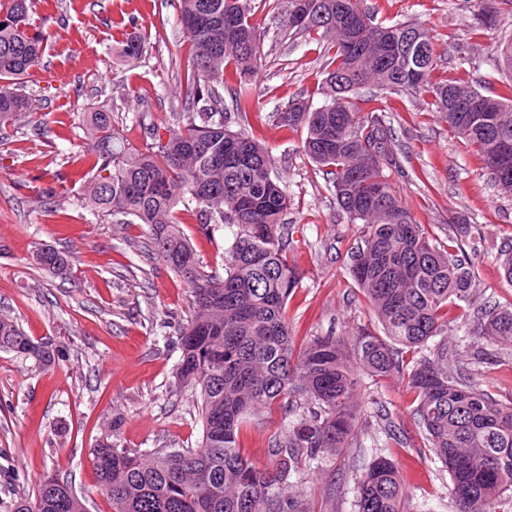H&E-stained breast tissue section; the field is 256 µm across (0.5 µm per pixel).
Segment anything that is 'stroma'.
I'll use <instances>...</instances> for the list:
<instances>
[{"instance_id":"35a3bbf8","label":"stroma","mask_w":512,"mask_h":512,"mask_svg":"<svg viewBox=\"0 0 512 512\" xmlns=\"http://www.w3.org/2000/svg\"><path fill=\"white\" fill-rule=\"evenodd\" d=\"M377 22L413 23L429 31L444 54L439 70L457 72L476 60L478 76L497 78L500 49L512 38V15L476 30L478 0H370ZM179 0H34L32 20L55 37L39 75L24 93L41 126L0 131V312L35 339L67 350L47 369L0 351V512L33 498L47 472L87 498L88 512H112L98 494L91 452L112 418L118 442L141 454L156 448H193L202 436L197 398L173 383L179 332L189 314L187 285L157 256L139 224H116L82 206L70 180L84 165L87 140L74 104L111 113L118 140L143 146L151 123L179 111L177 64L186 53ZM261 64L248 132L275 158L276 175L291 205L284 217L289 259L305 278L287 306L295 343L309 336H349L369 320L368 305L350 272L360 225L349 223L329 180L300 150L305 130L283 127L278 112L300 93L313 105L325 58L284 21L279 0H253ZM149 36L132 64L116 54L127 34ZM391 132L406 157L391 181L417 223L439 241L457 243L475 261L473 304H449L448 340H467L485 302L512 304V284L501 277L498 253L512 242V194L491 178L481 157L449 132L431 97L390 94ZM467 230L459 232L458 219ZM183 230L200 260L221 268L232 229L201 233L193 219ZM68 253L72 270L58 278L32 262L35 247ZM495 364L466 365L470 379L497 399L512 401V347L494 350ZM355 432L347 448L304 471L298 489L317 512H356L355 488L376 457L391 459L405 491L407 512H453L449 476L428 449L412 417L413 395L399 377L364 375ZM282 411L249 416L240 436L243 455L268 464L271 436ZM395 425L396 436L384 428Z\"/></svg>"}]
</instances>
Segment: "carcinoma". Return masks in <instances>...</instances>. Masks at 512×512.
I'll use <instances>...</instances> for the list:
<instances>
[{
	"label": "carcinoma",
	"mask_w": 512,
	"mask_h": 512,
	"mask_svg": "<svg viewBox=\"0 0 512 512\" xmlns=\"http://www.w3.org/2000/svg\"><path fill=\"white\" fill-rule=\"evenodd\" d=\"M34 0H0V127L29 121L30 99L21 85L36 68L53 34L33 26ZM305 18L297 33L330 54L319 88L323 103L303 97L279 113L281 124L302 128V151L329 178L336 203L363 228L364 245L351 273L382 328L360 327L347 337L315 336L295 348L286 316L303 273L288 262L283 216L288 196L274 174L267 146L232 129L252 107V91L238 77L261 58L251 0H181L188 44L179 62L181 111L150 128L136 148L112 135V115L85 112L93 141L87 184L91 209L124 224H143L155 252L188 285L191 314L181 330L178 384L200 399L202 439L195 448L135 455L117 444L120 420L92 451L98 490L112 512H315L294 491L304 467L346 447L358 407L359 373L399 376L415 394L413 415L430 450L450 477L454 512H512V402L504 403L448 366V303L476 295L472 259L434 239L417 223L389 181L401 166L386 109L363 105L377 93L429 94L448 129L474 146L501 188L512 191V169L498 172V157L480 115L493 116L512 138V80L499 92L460 75L435 77L441 57L433 38L413 24L374 21L367 0H286L284 18ZM146 38L132 33L120 53L137 60ZM230 90L234 114L224 112ZM479 104L477 112L451 110L448 96ZM196 217L202 233L221 224L236 228L224 249V274L206 269L181 229L178 206ZM53 276L71 270L70 257L48 246L32 253ZM470 335L477 365L490 349L512 346V307L480 312ZM434 357L404 358L435 337ZM0 351L47 369L65 357L49 340L28 336L0 314ZM306 396L298 419L281 426L259 468L239 450L250 414ZM357 512H405L395 464L378 458L358 483ZM11 512H87L86 499L45 475L32 499Z\"/></svg>",
	"instance_id": "carcinoma-1"
}]
</instances>
